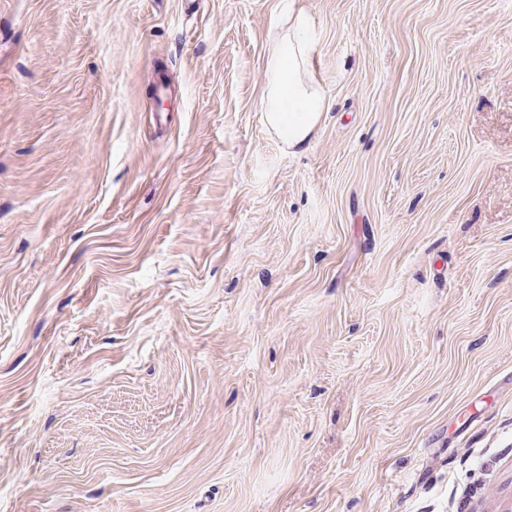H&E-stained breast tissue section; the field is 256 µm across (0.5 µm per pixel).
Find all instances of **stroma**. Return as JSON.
<instances>
[{"instance_id":"35a3bbf8","label":"stroma","mask_w":512,"mask_h":512,"mask_svg":"<svg viewBox=\"0 0 512 512\" xmlns=\"http://www.w3.org/2000/svg\"><path fill=\"white\" fill-rule=\"evenodd\" d=\"M0 0V512H512V0ZM303 3L288 8V35L276 42L264 69L265 120L289 149H301L327 107L323 91L310 73L313 41Z\"/></svg>"}]
</instances>
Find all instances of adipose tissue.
<instances>
[{
  "instance_id": "obj_1",
  "label": "adipose tissue",
  "mask_w": 512,
  "mask_h": 512,
  "mask_svg": "<svg viewBox=\"0 0 512 512\" xmlns=\"http://www.w3.org/2000/svg\"><path fill=\"white\" fill-rule=\"evenodd\" d=\"M304 5L288 9V33L272 48L264 69L265 120L283 144L306 146L327 107L323 91L310 73L314 43Z\"/></svg>"
}]
</instances>
